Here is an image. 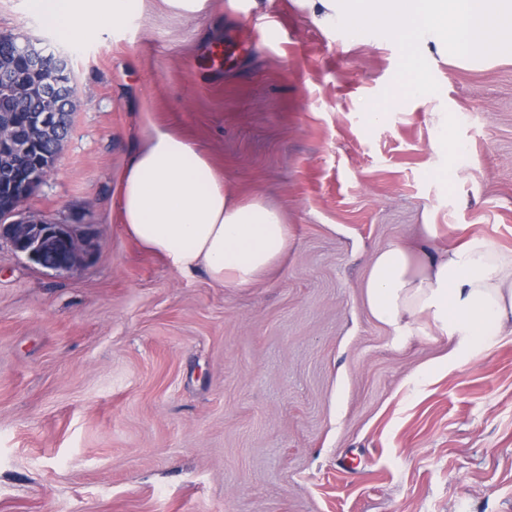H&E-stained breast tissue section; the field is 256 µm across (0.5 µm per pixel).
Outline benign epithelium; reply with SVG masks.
Wrapping results in <instances>:
<instances>
[{"label":"benign epithelium","mask_w":512,"mask_h":512,"mask_svg":"<svg viewBox=\"0 0 512 512\" xmlns=\"http://www.w3.org/2000/svg\"><path fill=\"white\" fill-rule=\"evenodd\" d=\"M10 38L29 60L30 71L18 76L0 69V153L22 169L9 182V201L0 206V238L42 268L69 272L83 254L81 239L66 224L20 218L19 206L48 176L67 142L76 88L72 81L59 80L68 62L51 53L45 42L21 34ZM21 110L25 121L20 125L15 112Z\"/></svg>","instance_id":"1"}]
</instances>
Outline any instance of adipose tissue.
<instances>
[{
	"label": "adipose tissue",
	"instance_id": "adipose-tissue-1",
	"mask_svg": "<svg viewBox=\"0 0 512 512\" xmlns=\"http://www.w3.org/2000/svg\"><path fill=\"white\" fill-rule=\"evenodd\" d=\"M323 30L345 26L352 41L367 28L406 46L410 93L429 88L420 71L429 54L472 67L512 60V0H298ZM30 14L63 43L117 31L142 0H26ZM125 233L184 274L247 288L288 257L291 234L262 197H233L207 156L170 131L150 126L129 159L119 195ZM372 317L404 342L433 325L455 338L448 363L487 348L512 327V254L482 240L437 253L398 244L379 250L363 283Z\"/></svg>",
	"mask_w": 512,
	"mask_h": 512
}]
</instances>
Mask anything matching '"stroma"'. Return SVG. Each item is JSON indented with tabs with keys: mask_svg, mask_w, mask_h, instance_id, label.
Instances as JSON below:
<instances>
[{
	"mask_svg": "<svg viewBox=\"0 0 512 512\" xmlns=\"http://www.w3.org/2000/svg\"><path fill=\"white\" fill-rule=\"evenodd\" d=\"M264 12L277 30L253 40L264 19L228 0L191 19L143 0L72 48L0 0V34L49 40L77 87L20 209L84 245L66 273L0 242V512H512V334L448 366L454 338L396 343L362 288L429 224L512 253V63L424 58L414 97L392 33ZM150 123L287 215L280 268L227 288L124 233Z\"/></svg>",
	"mask_w": 512,
	"mask_h": 512,
	"instance_id": "35a3bbf8",
	"label": "stroma"
}]
</instances>
